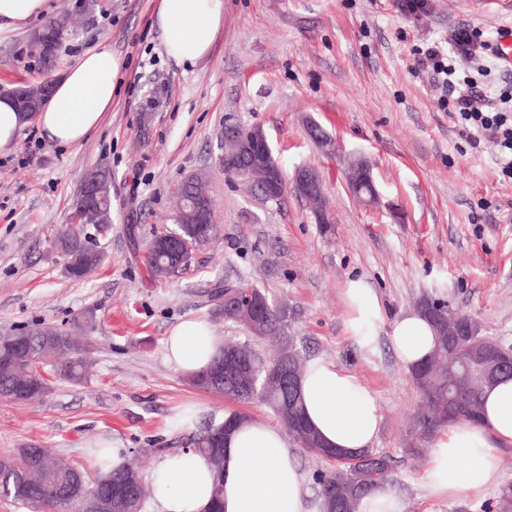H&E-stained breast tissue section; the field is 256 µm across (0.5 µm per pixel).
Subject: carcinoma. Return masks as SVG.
<instances>
[{"label": "carcinoma", "instance_id": "carcinoma-1", "mask_svg": "<svg viewBox=\"0 0 512 512\" xmlns=\"http://www.w3.org/2000/svg\"><path fill=\"white\" fill-rule=\"evenodd\" d=\"M13 96L25 99L28 111L40 110L45 102V91L39 85H28L13 91ZM98 197L90 205L93 226L112 227V173L106 167L98 168ZM191 196L187 183H182L180 205L176 215L181 224L178 233L199 249L212 243L217 236L214 224L192 223L190 210L185 202ZM57 244L67 259L70 276L81 279L97 268L103 260L102 253L75 232L61 236ZM158 255L157 263L146 262L152 275L159 279L178 276L192 264L194 252L173 263L167 259V232L156 234L150 241ZM227 295H237L243 307L234 312L224 309L220 300ZM266 293L254 286L225 288L214 296V314L228 321L239 323L251 337L265 340L276 346L274 355L265 356L249 343L226 342L210 367L188 377L198 389L224 397L229 402L246 404L258 397L275 413L283 428L302 448L328 464L314 474L323 512H357L360 500L390 484L395 468L393 457L369 449L348 453L326 447L319 433L305 418L301 392L291 393L282 381L267 376L268 370L280 358L288 360L297 376H302L304 360L293 337L286 334L287 313L281 306L272 309L257 321L252 318L248 304L256 302ZM416 311L431 324L435 346L427 360L411 368L413 384L423 394L429 413L423 417V426L430 428L460 420L475 421L482 412L484 393L495 386L509 372L477 367L466 371L459 360L472 348H479L491 338L475 328V336L463 344L448 335V303L433 294L423 295ZM234 352L238 362L226 363V354ZM86 342L51 325L20 330L10 336H0V397L17 404H28L43 396L47 383L39 368L48 366L62 379L79 382L88 376ZM457 375L460 388L464 389L465 411L455 412L456 391L448 388V375ZM192 449L205 456L216 480L212 512H222L224 486V424L207 423L188 438ZM0 495L36 512H80L84 499L97 495L104 499L107 512H139L146 499L140 470L128 460L119 467L98 474L93 480L84 473L44 448H21L18 455L0 460ZM495 512H512V484L500 488L492 502Z\"/></svg>", "mask_w": 512, "mask_h": 512}]
</instances>
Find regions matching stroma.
I'll list each match as a JSON object with an SVG mask.
<instances>
[{"mask_svg": "<svg viewBox=\"0 0 512 512\" xmlns=\"http://www.w3.org/2000/svg\"><path fill=\"white\" fill-rule=\"evenodd\" d=\"M83 4L47 0L49 14L79 18L54 65L30 50L41 18L0 34L1 94L63 76L102 46L122 63L111 108L81 144H53L28 126L0 150V334L42 325L82 333L92 362L85 382L49 378L34 403L0 397V459L41 446L93 477L92 451L109 444L141 452L147 476L186 446L188 431L170 425L179 408L193 403L202 422L223 419L232 403L188 384L165 360L163 341L189 318L206 320L222 340H249L245 327L212 312L214 294L231 281L287 307V333L306 359L335 362L372 392L382 416L372 449L395 458L390 490L406 512H483L512 483V447L495 451L497 485L432 494L428 464L448 429L424 430L425 403L387 334L430 293L512 345V179L492 137L464 132L418 63L428 47L450 49L462 26L495 43L512 30V0H424L416 15L401 0H224L211 52L192 66L167 55L159 0H96L88 12ZM230 118L263 128L286 175L317 170L333 224H315L295 195L266 202L222 172L220 133ZM311 121L341 156L310 137ZM355 156L373 165L376 205L348 191L343 160ZM98 164L112 171V232L100 242L99 267L76 279L54 243ZM192 175L206 179L216 241L179 277L152 278L145 246L174 227ZM353 277L376 288L383 306L370 350L347 330L343 291ZM87 315L94 327L84 332Z\"/></svg>", "mask_w": 512, "mask_h": 512, "instance_id": "35a3bbf8", "label": "stroma"}]
</instances>
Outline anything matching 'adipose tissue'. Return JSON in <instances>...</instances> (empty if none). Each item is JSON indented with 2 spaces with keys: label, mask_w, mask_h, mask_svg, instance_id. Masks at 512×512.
Segmentation results:
<instances>
[{
  "label": "adipose tissue",
  "mask_w": 512,
  "mask_h": 512,
  "mask_svg": "<svg viewBox=\"0 0 512 512\" xmlns=\"http://www.w3.org/2000/svg\"><path fill=\"white\" fill-rule=\"evenodd\" d=\"M224 18V0H160L156 24L167 54L180 64L208 55ZM120 60L109 48L88 52L53 85L36 114L19 111L14 99L0 97V149L15 144L19 132L36 126L51 142L82 143L112 104ZM347 328L359 348L377 341L383 309L365 280H348L344 290ZM396 357L409 367L423 363L434 346L430 324L418 313L396 319L388 334ZM223 347L201 319L175 324L165 340L166 360L186 376L207 369ZM301 390L309 424L327 447L371 448L381 423L373 394L336 363L310 360ZM512 445V378L500 380L484 396L479 422L452 424L435 447L427 479L435 494L480 490L496 479L495 446ZM214 475L208 461L181 450L163 456L151 473L157 512H208ZM224 512H323L312 498L297 457L279 426L261 419L240 425L224 441Z\"/></svg>",
  "instance_id": "1"
}]
</instances>
